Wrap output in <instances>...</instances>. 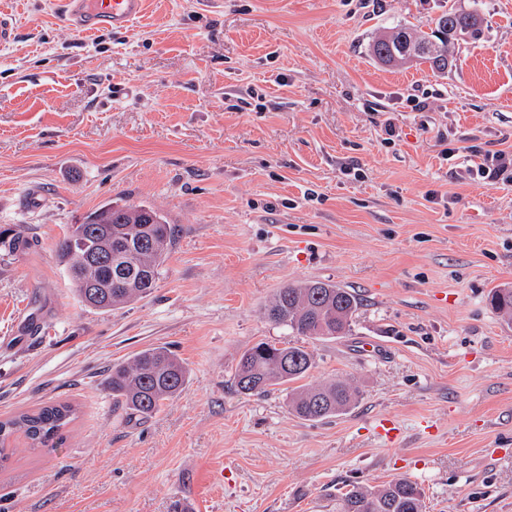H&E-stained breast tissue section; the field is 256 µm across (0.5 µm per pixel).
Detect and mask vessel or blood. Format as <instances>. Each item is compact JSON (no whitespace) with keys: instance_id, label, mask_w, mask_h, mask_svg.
Segmentation results:
<instances>
[{"instance_id":"1","label":"vessel or blood","mask_w":512,"mask_h":512,"mask_svg":"<svg viewBox=\"0 0 512 512\" xmlns=\"http://www.w3.org/2000/svg\"><path fill=\"white\" fill-rule=\"evenodd\" d=\"M146 0H63L64 20L80 31L128 28L145 9Z\"/></svg>"}]
</instances>
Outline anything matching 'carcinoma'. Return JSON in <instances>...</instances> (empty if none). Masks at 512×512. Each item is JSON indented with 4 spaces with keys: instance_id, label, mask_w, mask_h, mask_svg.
Wrapping results in <instances>:
<instances>
[{
    "instance_id": "carcinoma-1",
    "label": "carcinoma",
    "mask_w": 512,
    "mask_h": 512,
    "mask_svg": "<svg viewBox=\"0 0 512 512\" xmlns=\"http://www.w3.org/2000/svg\"><path fill=\"white\" fill-rule=\"evenodd\" d=\"M450 9L435 20L431 33L397 25L379 34L370 54L385 65L405 61L403 50L430 44L448 55V27L461 25ZM173 243L172 225L155 208L144 205H104L73 224L56 244L60 263L79 301L110 311L149 294L159 268ZM490 304L501 320L512 325V287L495 288ZM358 298L345 288L323 281L290 284L279 289L266 307L267 317L288 327L293 336L336 339L351 332ZM314 367L313 354L302 345L276 346L267 342L246 349L234 378L236 390L265 394L287 385L288 410L301 419L319 421L345 413L360 400V391L345 380L309 386L296 385ZM188 370L164 346L138 352L131 360L112 365L107 384L113 404L132 414L148 416L162 402L181 393ZM74 409L51 403L33 412L0 420V467L13 454L12 440L26 439L31 449L62 437ZM425 494L418 483L402 477L380 487L354 486L342 495L341 512H425Z\"/></svg>"
}]
</instances>
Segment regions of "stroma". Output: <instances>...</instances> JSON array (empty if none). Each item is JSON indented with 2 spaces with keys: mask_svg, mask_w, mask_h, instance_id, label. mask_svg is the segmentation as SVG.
I'll return each mask as SVG.
<instances>
[{
  "mask_svg": "<svg viewBox=\"0 0 512 512\" xmlns=\"http://www.w3.org/2000/svg\"><path fill=\"white\" fill-rule=\"evenodd\" d=\"M147 2L83 34L60 0H0L19 29L0 46V419L77 408L62 439L18 445L0 512H336L399 477L425 512H512V327L489 305L512 286V177L470 172L512 153V0ZM451 7L484 25L444 73L371 57L383 28ZM107 203L154 206L175 240L152 293L103 312L55 245ZM314 280L359 298L350 335L267 319ZM262 341L306 344V384L352 381L359 403L306 421L285 389L237 392ZM152 345L189 381L141 418L106 377Z\"/></svg>",
  "mask_w": 512,
  "mask_h": 512,
  "instance_id": "1",
  "label": "stroma"
}]
</instances>
